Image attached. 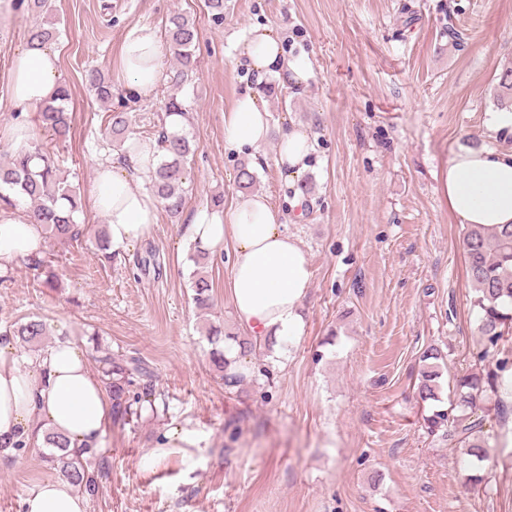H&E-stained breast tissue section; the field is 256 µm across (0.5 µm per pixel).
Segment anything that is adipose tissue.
Wrapping results in <instances>:
<instances>
[{
  "instance_id": "obj_1",
  "label": "adipose tissue",
  "mask_w": 512,
  "mask_h": 512,
  "mask_svg": "<svg viewBox=\"0 0 512 512\" xmlns=\"http://www.w3.org/2000/svg\"><path fill=\"white\" fill-rule=\"evenodd\" d=\"M162 56L163 45L151 27H134L124 38L118 68L135 94L155 91ZM238 62L260 85L275 78L298 88L312 76L307 64L287 56L279 35L267 27L251 31ZM60 77L58 52L26 46L12 59L10 96L18 105L39 106L54 93ZM269 118L262 95L244 92L224 114L225 144L238 153L255 154L270 137ZM312 149L304 130L281 133L274 165L286 183L296 182L308 169ZM160 155L157 141L128 142L113 160L97 166L90 206L104 219L113 252L126 251L157 222V198L137 183ZM439 191L460 224H512V152L460 148L441 171ZM184 232L190 241L212 250L232 244L226 291L239 324L252 338L285 343L303 334L301 309L312 277L310 262L266 195L239 196L225 211L200 207ZM45 249L43 225L21 207L0 208V274L19 261L41 257ZM108 413L101 378L73 341L59 339L21 357L14 340L0 338V441L21 440L39 447L45 432L51 431L73 445L95 446ZM202 443L196 430L173 425L144 462L177 455L190 465ZM24 510L88 512V500L65 481L47 479L25 498Z\"/></svg>"
}]
</instances>
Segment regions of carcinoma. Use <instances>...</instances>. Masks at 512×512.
<instances>
[{
    "label": "carcinoma",
    "instance_id": "cac0c4a2",
    "mask_svg": "<svg viewBox=\"0 0 512 512\" xmlns=\"http://www.w3.org/2000/svg\"><path fill=\"white\" fill-rule=\"evenodd\" d=\"M165 34L168 49L178 62L170 80L179 87L189 80L196 67L194 49L198 30L192 18L174 12L166 20ZM56 35L54 27L35 24L28 30L27 43L42 46ZM86 81L97 100L102 103L112 101V81L102 71L95 68L88 70ZM69 97L67 86L62 85L53 97L39 106L38 121L42 128L57 138L68 137L71 130V116L66 106ZM108 135L117 148L130 139L126 113L114 112L110 115ZM157 141L162 156L149 172V188L158 198L162 210L176 218L184 209L183 175L196 146L182 130L165 126L158 132ZM0 202L10 207L21 202L29 204L28 213L34 221L43 225L49 236L61 242H77L88 234V227L77 222V213L81 208L80 193L67 184L57 161L36 140L29 141L27 147L14 151L7 163L0 164ZM463 245L468 259V274L475 291L474 307L477 308L479 332L486 340L478 353L479 361L483 362L512 324V224L493 227L471 224L467 226ZM209 291V281L201 275L197 276L193 300L198 308L203 310L210 307ZM4 335L34 348L47 335V327L45 322L31 319L12 324ZM95 361L111 400L114 417L125 419L137 413V409L146 403L154 406L153 385L134 383V378L147 375V369L140 360L133 357L116 360L112 354L105 352ZM212 361L223 372L225 386H238L244 381L243 374L231 371L236 360L227 357L225 352H212ZM511 367L512 360L505 356L496 359L492 368L460 377L449 406H438L426 417L427 429L432 433L444 430V436L462 443L466 455L478 463L490 460L489 440L497 438V435L484 431L486 417L472 420L466 409L478 395L489 392L497 397V415H503L504 399L512 396ZM440 376L436 364L423 368L418 384L422 400L441 401L438 396ZM45 444L53 449L48 462L59 478L91 496L97 494L98 480L92 468L93 460L98 457L96 449H71L68 440L53 433L45 434Z\"/></svg>",
    "mask_w": 512,
    "mask_h": 512
}]
</instances>
